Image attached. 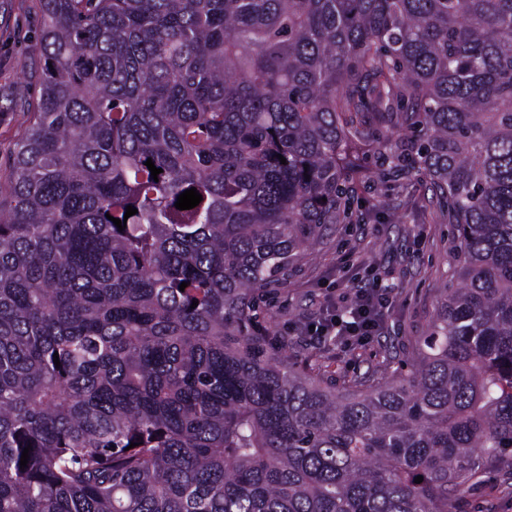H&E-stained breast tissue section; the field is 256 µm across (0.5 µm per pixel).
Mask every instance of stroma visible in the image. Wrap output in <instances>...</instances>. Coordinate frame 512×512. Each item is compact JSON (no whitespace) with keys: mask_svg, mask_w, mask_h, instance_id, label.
<instances>
[{"mask_svg":"<svg viewBox=\"0 0 512 512\" xmlns=\"http://www.w3.org/2000/svg\"><path fill=\"white\" fill-rule=\"evenodd\" d=\"M39 0H0V181L35 106L42 79ZM354 223L328 230L323 244L264 303L261 320L287 337L283 355L305 364L331 361L338 374L391 377L417 337L426 335L438 290L448 276V224L426 182L386 184L369 176L357 184ZM379 266L393 286L394 306L381 336L361 349L325 345L304 325L345 295L367 267ZM449 512H512V466L487 470L480 485L449 503Z\"/></svg>","mask_w":512,"mask_h":512,"instance_id":"obj_1","label":"stroma"}]
</instances>
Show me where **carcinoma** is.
<instances>
[{
  "mask_svg": "<svg viewBox=\"0 0 512 512\" xmlns=\"http://www.w3.org/2000/svg\"><path fill=\"white\" fill-rule=\"evenodd\" d=\"M40 2L0 512H448L512 448V0ZM371 168L428 179L453 274L408 372L340 391L253 312Z\"/></svg>",
  "mask_w": 512,
  "mask_h": 512,
  "instance_id": "cac0c4a2",
  "label": "carcinoma"
}]
</instances>
